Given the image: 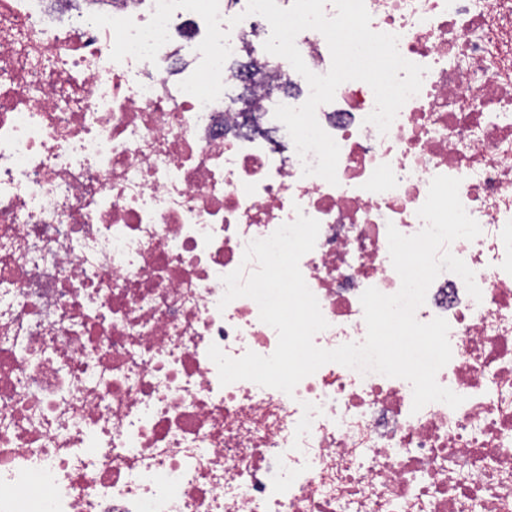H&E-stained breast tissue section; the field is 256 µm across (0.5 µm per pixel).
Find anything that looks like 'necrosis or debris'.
I'll return each instance as SVG.
<instances>
[{"instance_id":"necrosis-or-debris-1","label":"necrosis or debris","mask_w":512,"mask_h":512,"mask_svg":"<svg viewBox=\"0 0 512 512\" xmlns=\"http://www.w3.org/2000/svg\"><path fill=\"white\" fill-rule=\"evenodd\" d=\"M46 2L0 0V512H512V0H365L423 82L384 133L364 82L318 107L334 185L275 144L310 87L247 0ZM438 175L481 228L449 246L481 299L444 271L415 313L449 324L459 407L337 363L221 385L210 345L278 342L220 303L251 241L318 220L313 342L363 343L361 294L401 287L387 228H423Z\"/></svg>"}]
</instances>
